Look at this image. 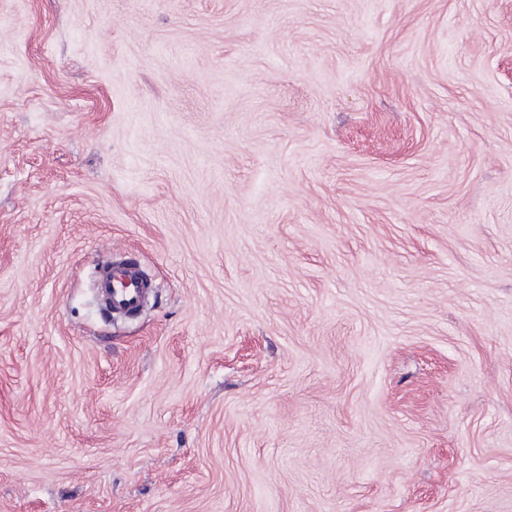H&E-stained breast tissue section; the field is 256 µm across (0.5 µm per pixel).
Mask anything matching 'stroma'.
I'll return each mask as SVG.
<instances>
[{
  "label": "stroma",
  "instance_id": "stroma-1",
  "mask_svg": "<svg viewBox=\"0 0 512 512\" xmlns=\"http://www.w3.org/2000/svg\"><path fill=\"white\" fill-rule=\"evenodd\" d=\"M0 512H512V0H0ZM151 288L139 262L130 256L116 255L96 268V289L110 316L139 310Z\"/></svg>",
  "mask_w": 512,
  "mask_h": 512
}]
</instances>
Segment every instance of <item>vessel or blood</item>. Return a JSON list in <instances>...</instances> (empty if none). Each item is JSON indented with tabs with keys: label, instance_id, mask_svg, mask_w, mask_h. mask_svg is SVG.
Masks as SVG:
<instances>
[{
	"label": "vessel or blood",
	"instance_id": "1",
	"mask_svg": "<svg viewBox=\"0 0 512 512\" xmlns=\"http://www.w3.org/2000/svg\"><path fill=\"white\" fill-rule=\"evenodd\" d=\"M96 289L105 311L116 316L139 310L150 295L151 283L137 260L119 254L97 267Z\"/></svg>",
	"mask_w": 512,
	"mask_h": 512
}]
</instances>
